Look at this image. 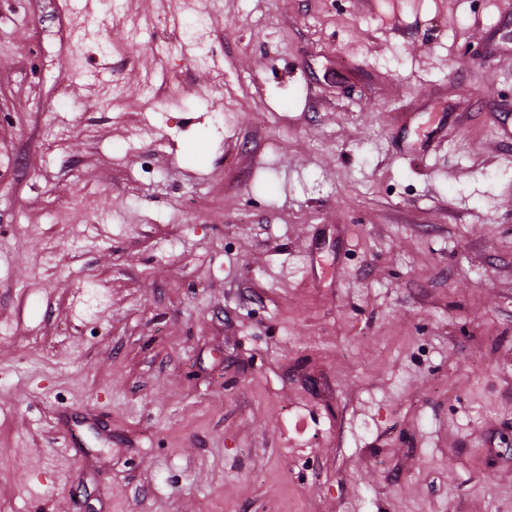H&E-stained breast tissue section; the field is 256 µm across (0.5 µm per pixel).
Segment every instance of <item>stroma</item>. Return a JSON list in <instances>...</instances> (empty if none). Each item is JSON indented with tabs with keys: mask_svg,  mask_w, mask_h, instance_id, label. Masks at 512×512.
Instances as JSON below:
<instances>
[{
	"mask_svg": "<svg viewBox=\"0 0 512 512\" xmlns=\"http://www.w3.org/2000/svg\"><path fill=\"white\" fill-rule=\"evenodd\" d=\"M122 2L0 0V512H512V0Z\"/></svg>",
	"mask_w": 512,
	"mask_h": 512,
	"instance_id": "35a3bbf8",
	"label": "stroma"
}]
</instances>
